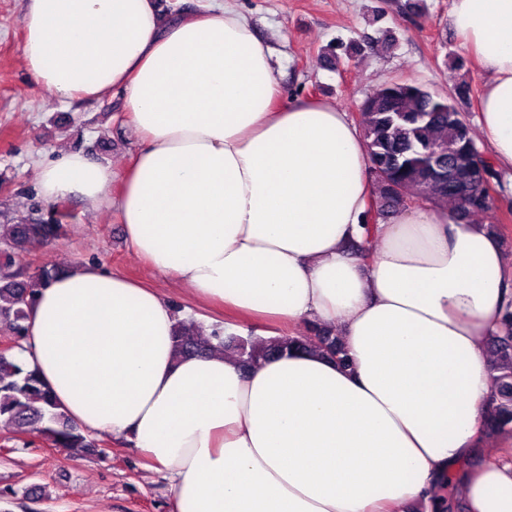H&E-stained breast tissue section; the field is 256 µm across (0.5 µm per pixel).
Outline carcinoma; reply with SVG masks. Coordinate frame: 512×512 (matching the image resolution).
<instances>
[{
  "label": "carcinoma",
  "instance_id": "carcinoma-1",
  "mask_svg": "<svg viewBox=\"0 0 512 512\" xmlns=\"http://www.w3.org/2000/svg\"><path fill=\"white\" fill-rule=\"evenodd\" d=\"M464 82L441 96L411 81L382 83L361 105L363 132L376 192L370 211L379 219L405 211L419 202L446 204L457 220L473 223L492 208L498 180L485 149L474 139L456 102L472 96ZM69 214L51 209L47 218L23 219L0 225V317L24 336L28 308L39 288L59 274L45 264L30 273L15 267V256L33 241L55 242ZM218 341L236 354L243 367L290 349L316 350L348 365L341 340L318 327L314 335L288 334L268 344L257 338L219 336L179 323L174 336L179 354H201ZM492 375L484 406V431L495 437L512 432V302L506 305L499 329L489 336ZM0 426L15 436L37 435L76 457L96 447L95 438L70 422L46 389L37 370L27 369L8 350L0 351ZM456 477L450 473L433 496L432 512H455Z\"/></svg>",
  "mask_w": 512,
  "mask_h": 512
}]
</instances>
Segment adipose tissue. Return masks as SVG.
<instances>
[{"instance_id":"obj_1","label":"adipose tissue","mask_w":512,"mask_h":512,"mask_svg":"<svg viewBox=\"0 0 512 512\" xmlns=\"http://www.w3.org/2000/svg\"><path fill=\"white\" fill-rule=\"evenodd\" d=\"M450 17L483 75L480 133L512 168V0H452ZM21 26L42 90L121 93L138 140L121 169L60 151L42 198L114 210L227 332L320 323L350 359L178 355L156 289L76 264L38 292L16 355L72 423L131 443L176 512H416L451 472L466 512H512V433L483 430L512 300L497 237L417 207L369 263L351 255L375 191L364 139L326 101L281 104L269 49L224 0L170 22L157 0H26Z\"/></svg>"}]
</instances>
